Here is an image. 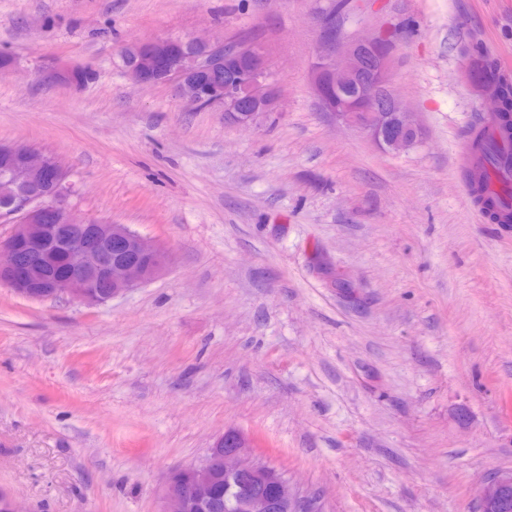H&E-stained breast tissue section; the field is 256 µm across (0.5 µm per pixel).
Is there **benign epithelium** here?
<instances>
[{"mask_svg": "<svg viewBox=\"0 0 512 512\" xmlns=\"http://www.w3.org/2000/svg\"><path fill=\"white\" fill-rule=\"evenodd\" d=\"M127 75L142 86L171 82L176 95L199 108H220L237 125L254 126L275 111L278 94L263 51L250 43L213 44L198 37L135 42L124 52ZM392 53L378 38L337 42L312 69L328 112L398 153L419 127L391 85ZM0 164L20 193L0 199V218L19 215L0 238V284L29 299L67 294L101 304L157 278L168 248L126 224L80 219L69 207L72 186L58 160L34 147L0 143ZM222 474L234 485L226 503L215 494ZM163 512H318L288 477L257 458L248 437L227 431L203 462L174 471ZM480 512H512V471L483 478Z\"/></svg>", "mask_w": 512, "mask_h": 512, "instance_id": "7a95c632", "label": "benign epithelium"}]
</instances>
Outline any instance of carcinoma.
<instances>
[{"label":"carcinoma","mask_w":512,"mask_h":512,"mask_svg":"<svg viewBox=\"0 0 512 512\" xmlns=\"http://www.w3.org/2000/svg\"><path fill=\"white\" fill-rule=\"evenodd\" d=\"M490 66L474 71L473 82L502 100V107L491 120L496 135L488 136L481 130L472 132L473 163L467 171L476 202L485 206L489 219L495 224H512V209L503 211L492 199L486 197L491 174L501 168L512 169V85L487 79Z\"/></svg>","instance_id":"obj_1"}]
</instances>
